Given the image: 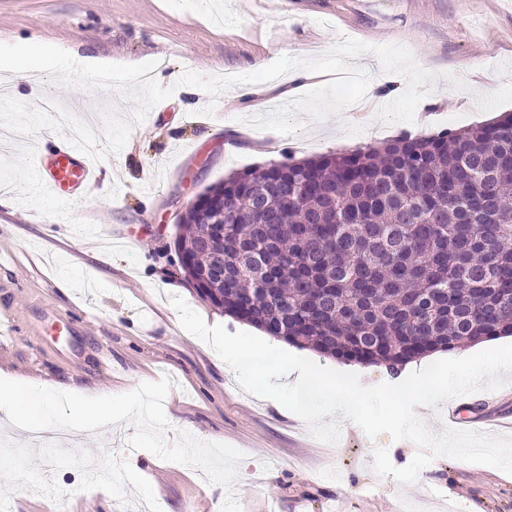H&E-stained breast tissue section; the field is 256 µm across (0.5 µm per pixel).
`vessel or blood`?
<instances>
[{
	"label": "vessel or blood",
	"instance_id": "1",
	"mask_svg": "<svg viewBox=\"0 0 512 512\" xmlns=\"http://www.w3.org/2000/svg\"><path fill=\"white\" fill-rule=\"evenodd\" d=\"M35 157L39 184L54 198L67 199L86 192L96 179L98 166L90 155L61 141L52 131H41Z\"/></svg>",
	"mask_w": 512,
	"mask_h": 512
}]
</instances>
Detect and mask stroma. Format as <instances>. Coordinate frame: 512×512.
<instances>
[{"label":"stroma","instance_id":"1","mask_svg":"<svg viewBox=\"0 0 512 512\" xmlns=\"http://www.w3.org/2000/svg\"><path fill=\"white\" fill-rule=\"evenodd\" d=\"M347 38L403 46L437 73L414 122L379 121L406 80L369 53L349 61L372 76L364 98L323 120L298 114L303 128L288 135L249 123L289 103L287 77L258 94L238 85L214 100L177 84L187 70L231 76L282 55L314 60ZM0 43L49 44L116 64L152 61L158 83L174 89L158 120L135 125L120 152L100 159L103 184L89 195L61 201L40 191L27 137L0 154V182L14 189L12 205L0 207V319L15 322L14 335L0 336V370L99 395L170 377L166 440L185 431L243 454L228 490L197 468L132 448L129 425L73 432L51 467L46 449L31 452L0 428V471L29 469L25 484H0V512H46L51 494L67 512H147L156 501L164 512H214L230 493L242 512H512V474L497 468L442 456L402 486L376 476L372 451L388 447L402 468L416 452L411 441L384 434L373 442L349 421L337 444L316 440L279 403L244 392L217 353L181 327L169 301L180 296L228 332L245 328L198 295L174 248L178 213L210 184L247 167L512 113V0H0ZM9 80L11 98L31 107L48 94L79 120L89 110L128 119L135 109L118 89L49 86L40 72ZM60 213L97 225L98 240L71 237ZM464 400L467 416L482 417L481 431L512 435V375Z\"/></svg>","mask_w":512,"mask_h":512}]
</instances>
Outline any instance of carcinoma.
<instances>
[{
  "label": "carcinoma",
  "instance_id": "obj_1",
  "mask_svg": "<svg viewBox=\"0 0 512 512\" xmlns=\"http://www.w3.org/2000/svg\"><path fill=\"white\" fill-rule=\"evenodd\" d=\"M202 198L175 239L188 275L268 336L396 374L512 335L511 113L249 168Z\"/></svg>",
  "mask_w": 512,
  "mask_h": 512
}]
</instances>
